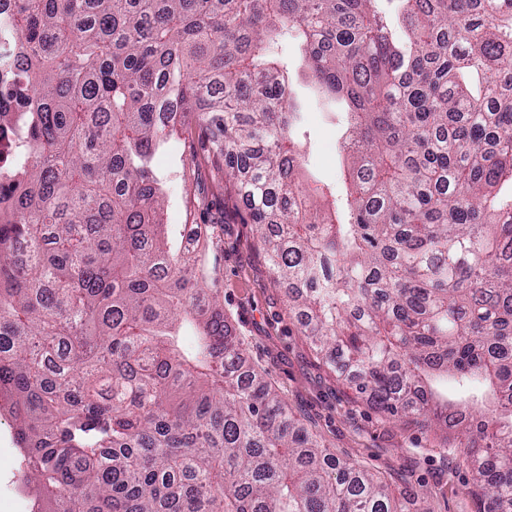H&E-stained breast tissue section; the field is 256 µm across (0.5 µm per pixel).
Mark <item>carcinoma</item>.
Instances as JSON below:
<instances>
[{"label": "carcinoma", "mask_w": 512, "mask_h": 512, "mask_svg": "<svg viewBox=\"0 0 512 512\" xmlns=\"http://www.w3.org/2000/svg\"><path fill=\"white\" fill-rule=\"evenodd\" d=\"M297 44L341 106L302 179ZM0 399L36 512H410L245 365L151 168L192 112L300 332L372 407L454 432L512 512V0H12Z\"/></svg>", "instance_id": "obj_1"}]
</instances>
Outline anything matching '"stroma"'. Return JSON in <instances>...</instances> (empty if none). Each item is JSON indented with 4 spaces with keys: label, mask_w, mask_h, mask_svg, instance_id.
<instances>
[{
    "label": "stroma",
    "mask_w": 512,
    "mask_h": 512,
    "mask_svg": "<svg viewBox=\"0 0 512 512\" xmlns=\"http://www.w3.org/2000/svg\"><path fill=\"white\" fill-rule=\"evenodd\" d=\"M280 51L292 59L293 87L307 104L301 133L307 142L304 173L312 181L335 183L347 163L337 150L336 122L319 106L320 92L307 79L293 43H283ZM153 169L166 193L163 223L217 232L209 252L220 263L219 302L249 362L281 392L304 426L339 457L369 468L392 491L424 492L422 512H484L472 474L459 461L461 449L442 434L372 409L316 356L265 261L223 157L213 153L195 117H187L183 130L159 147ZM35 495L34 485L23 480L16 422L1 412L0 512H32Z\"/></svg>",
    "instance_id": "35a3bbf8"
}]
</instances>
